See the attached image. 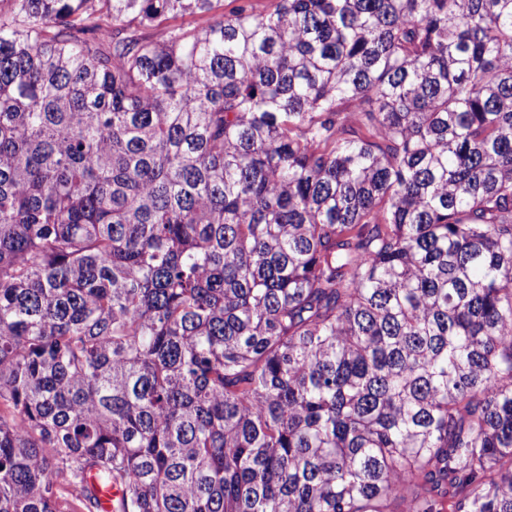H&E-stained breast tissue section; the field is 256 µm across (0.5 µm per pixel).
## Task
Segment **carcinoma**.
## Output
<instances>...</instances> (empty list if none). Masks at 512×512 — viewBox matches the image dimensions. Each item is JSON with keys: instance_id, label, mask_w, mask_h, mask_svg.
Instances as JSON below:
<instances>
[{"instance_id": "obj_1", "label": "carcinoma", "mask_w": 512, "mask_h": 512, "mask_svg": "<svg viewBox=\"0 0 512 512\" xmlns=\"http://www.w3.org/2000/svg\"><path fill=\"white\" fill-rule=\"evenodd\" d=\"M92 472L512 512V0H0V512Z\"/></svg>"}]
</instances>
